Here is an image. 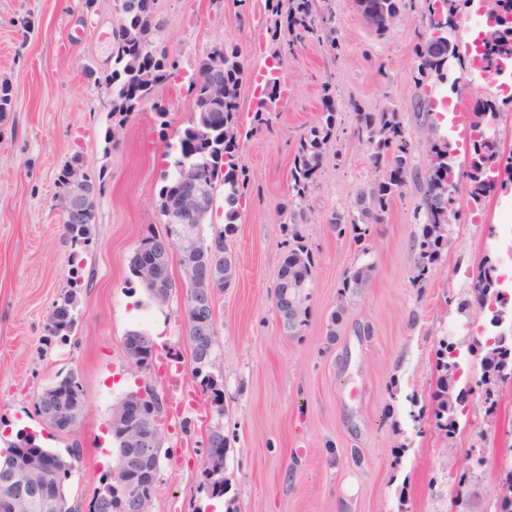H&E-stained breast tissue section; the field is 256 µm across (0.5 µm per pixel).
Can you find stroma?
Segmentation results:
<instances>
[{
    "label": "stroma",
    "mask_w": 512,
    "mask_h": 512,
    "mask_svg": "<svg viewBox=\"0 0 512 512\" xmlns=\"http://www.w3.org/2000/svg\"><path fill=\"white\" fill-rule=\"evenodd\" d=\"M386 30L360 0H331L335 48H287L267 0H155L156 38L176 64L156 99L168 109L160 125L151 108L133 113L111 137L112 29L118 0H0V80L14 88V110L0 125V449L19 433L68 456L79 449L65 489L88 506L115 463L108 425L113 404L151 387L163 407L160 482L151 512H499L490 492L512 470V378L488 408L480 382L486 341L498 332L474 302L486 265L502 279L512 306V266L497 245L512 209V187L469 203L460 182V219L427 275L417 266L423 218L420 194L406 184L384 221L357 242L352 227L334 229L335 212L354 211L360 188L382 177L371 150L354 133L357 112L394 108L403 130L388 153H406L426 170L432 146L447 148L456 171L468 170L473 142L458 138L452 117L480 99H512V79L490 82L465 54L448 61L438 83L418 72L416 46L426 0H397ZM239 49L245 63L237 121L245 177L236 230L227 242L237 261L229 288L215 296L217 342L212 373L224 385L221 423L228 440L223 495L203 487L201 458L207 409L192 374L185 294L154 302L129 262L147 228L163 231L158 205L170 185L179 141L193 110L190 80L209 47ZM276 69L288 103L256 127L253 76ZM331 95L336 127L315 186L305 201L306 244L313 258L305 290L306 320L288 332L276 315L274 286L288 248L280 206L291 190L301 137L319 125ZM426 99L430 109L416 107ZM80 156L105 187L94 200L96 230L88 243L62 234L56 177ZM369 267L362 287H349ZM74 291L76 321L53 336L58 298ZM341 312L331 325L333 312ZM143 331L156 357L175 359L183 390L170 391L154 368L131 366L125 336ZM459 351L462 409L457 429L435 416L444 343ZM76 374L86 411L61 432L35 410L43 389Z\"/></svg>",
    "instance_id": "stroma-1"
}]
</instances>
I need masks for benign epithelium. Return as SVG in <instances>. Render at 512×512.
<instances>
[{
  "label": "benign epithelium",
  "mask_w": 512,
  "mask_h": 512,
  "mask_svg": "<svg viewBox=\"0 0 512 512\" xmlns=\"http://www.w3.org/2000/svg\"><path fill=\"white\" fill-rule=\"evenodd\" d=\"M448 14L443 5L434 8L432 37L448 38ZM211 60L205 75H196L193 83L206 90L208 106L212 110L224 104V50L214 46L209 50ZM98 194L97 184L74 162L68 177V194L62 206L63 223L74 224L91 212L90 202ZM213 197L209 185L194 167L181 171L178 191L171 200L169 222L177 225L169 233L167 242L159 248H147L141 253V265L137 278L146 284L156 299L170 297L168 284L171 280L169 262L172 248L181 253V268L188 272L184 284L191 288L188 314L196 339L191 350L198 362L210 358L216 344L214 323V295L217 281L224 278V270L216 267L213 256L220 254L218 243H213L209 255L198 257L189 248L193 225L200 224L212 210ZM128 361L143 368L153 363L155 344L142 335H128L124 340ZM36 404L40 416L50 425L71 431L85 412V403L75 393V388L55 384L42 391ZM112 430L130 438L135 453L126 457L122 467L114 468L115 481L129 486V493L121 499L120 512H151V504L158 484V469L154 459L158 453L160 425L150 405L146 390L141 389L121 401L112 417ZM203 447L211 464L219 463L224 447V429L215 423L206 431Z\"/></svg>",
  "instance_id": "obj_1"
}]
</instances>
